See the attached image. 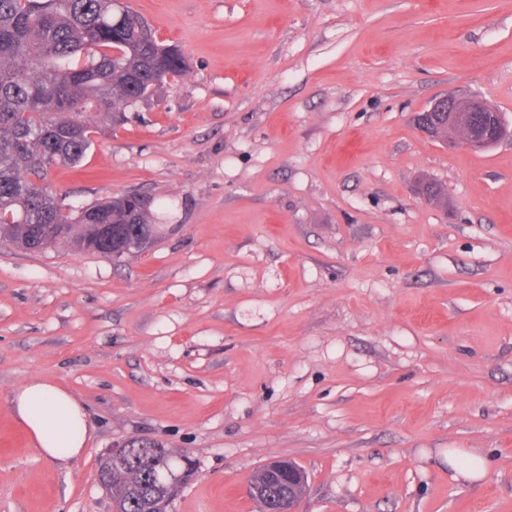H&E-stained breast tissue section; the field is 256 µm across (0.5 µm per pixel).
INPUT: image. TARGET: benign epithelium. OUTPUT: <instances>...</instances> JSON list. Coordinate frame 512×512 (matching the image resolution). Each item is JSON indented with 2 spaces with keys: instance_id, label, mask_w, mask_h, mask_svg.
<instances>
[{
  "instance_id": "7a95c632",
  "label": "benign epithelium",
  "mask_w": 512,
  "mask_h": 512,
  "mask_svg": "<svg viewBox=\"0 0 512 512\" xmlns=\"http://www.w3.org/2000/svg\"><path fill=\"white\" fill-rule=\"evenodd\" d=\"M442 114L432 131L448 130V142L471 151H484L502 140L506 132L502 114L486 101L470 95H450L434 102L427 114ZM268 470L276 478L288 474V481L295 486L306 484L304 471L283 460L268 462Z\"/></svg>"
}]
</instances>
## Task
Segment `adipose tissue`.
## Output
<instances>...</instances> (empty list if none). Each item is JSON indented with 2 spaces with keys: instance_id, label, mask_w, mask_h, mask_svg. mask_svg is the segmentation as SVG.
<instances>
[{
  "instance_id": "1",
  "label": "adipose tissue",
  "mask_w": 512,
  "mask_h": 512,
  "mask_svg": "<svg viewBox=\"0 0 512 512\" xmlns=\"http://www.w3.org/2000/svg\"><path fill=\"white\" fill-rule=\"evenodd\" d=\"M12 405L42 455L62 463L80 455L89 425L82 405L69 392L32 381L15 392Z\"/></svg>"
}]
</instances>
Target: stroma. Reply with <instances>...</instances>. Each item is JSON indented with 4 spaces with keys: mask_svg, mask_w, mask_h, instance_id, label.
<instances>
[{
    "mask_svg": "<svg viewBox=\"0 0 512 512\" xmlns=\"http://www.w3.org/2000/svg\"><path fill=\"white\" fill-rule=\"evenodd\" d=\"M127 3L188 71L50 189L142 193L157 235L119 262L0 245V512H112L98 462L130 439L191 458L169 512H258L273 459L300 512H512V136L416 126L451 94L512 121V0ZM32 380L86 409L68 463L12 414ZM448 466L457 472V478L461 476L470 482L482 479L487 469L486 460L481 455L460 448L449 449Z\"/></svg>",
    "mask_w": 512,
    "mask_h": 512,
    "instance_id": "stroma-1",
    "label": "stroma"
}]
</instances>
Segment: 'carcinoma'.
Instances as JSON below:
<instances>
[{"label":"carcinoma","mask_w":512,"mask_h":512,"mask_svg":"<svg viewBox=\"0 0 512 512\" xmlns=\"http://www.w3.org/2000/svg\"><path fill=\"white\" fill-rule=\"evenodd\" d=\"M188 70L181 51L159 43L144 18L120 0H0V242L42 252L67 242L78 252L117 258L142 251L152 213L128 194L74 217L49 190L55 167H75L94 144L97 118L118 119L156 85ZM429 199L445 203L442 184L425 180ZM116 230L100 250L98 225ZM183 465L155 442L131 440L124 456L101 459L98 478L117 512H167L169 487L155 462ZM269 509L288 499V477L259 469Z\"/></svg>","instance_id":"cac0c4a2"}]
</instances>
